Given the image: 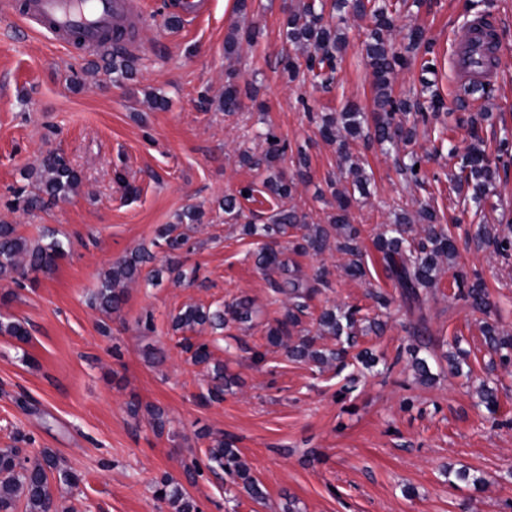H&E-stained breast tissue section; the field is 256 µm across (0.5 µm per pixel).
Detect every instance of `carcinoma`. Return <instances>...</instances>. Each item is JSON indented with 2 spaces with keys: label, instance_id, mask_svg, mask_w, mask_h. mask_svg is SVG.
Listing matches in <instances>:
<instances>
[{
  "label": "carcinoma",
  "instance_id": "carcinoma-1",
  "mask_svg": "<svg viewBox=\"0 0 512 512\" xmlns=\"http://www.w3.org/2000/svg\"><path fill=\"white\" fill-rule=\"evenodd\" d=\"M422 0H333L332 9L336 11V21H326L319 8L323 4L317 0H307L303 9L288 15L285 36L288 42L302 49L309 50L305 58L307 72L322 85L334 80L339 58L345 49V33L348 17L369 18L370 28L362 42V50L368 59L373 74L376 112L372 114L374 134L371 142L387 150L403 143L408 145L417 137V124L428 119V113H436L444 107L443 99L433 93L428 97L397 98L393 95L392 80L394 74L406 68L411 57L419 48H424L429 55L423 63L422 70L429 72L436 66L437 53L434 42L425 38L419 28H413L407 35L408 42L397 47L391 43L388 33L393 29L401 9L420 7ZM398 114L413 115L410 123L395 121ZM489 113L479 114V118L470 119L471 143L460 153L455 147L448 149V156L455 160V173L450 177L453 190L464 195L483 210L492 196V187L499 174V167H507L512 162V139L508 131H503L499 141L498 154L490 159L484 147V140L479 134L478 121H485ZM366 113L357 107H350L338 113L322 117L320 131L324 139L339 142L342 150H348L347 138H357L368 123ZM268 145L265 160L273 162L286 154L287 146L274 133L266 134ZM427 155L411 151L401 163V171L411 180L417 182L422 171L415 170V165L426 162ZM352 188L340 189L336 182L329 181L332 195L336 199V212L329 215L325 224H303L306 229L300 239L293 244L292 251L299 256H318L324 251L336 248L347 256L346 273L354 278H364L367 270L364 266L359 245L360 230L350 223L349 208L354 192L365 191L369 177L364 169L351 168ZM31 175L42 186V191L51 198L65 196L78 187V174L59 154L45 157ZM267 191L278 197L291 192L288 178L277 172L264 181ZM418 217L420 228H415L410 219L401 215L391 224H383L376 235L375 246L382 253L386 277L394 282L407 312H422L425 297L438 280L443 265L452 271L457 289L456 296L465 300L471 311L483 316L481 327L484 342L491 353L498 357V363L504 370L512 368V334L501 329L498 321L491 319L492 306L483 278L477 272H468L459 263V253L455 239L445 224L437 223V213L428 203L420 204ZM302 224V217L293 208L281 210L270 216L267 224H244L242 230L249 236H258L268 243L256 256L257 268L266 273L279 272L281 279L269 280L272 291L286 298L284 312L274 319V325L267 331V342L273 347L285 350L294 361L312 364L318 367H330L341 374L352 366L348 357L355 352V359L366 369H372L380 363V358L369 348H362L359 336L369 333L377 334L383 330V324L376 318L361 315L356 306L333 305L321 310L316 318L317 334L310 335V330L302 327L301 316L307 309V300L318 289L309 285L300 277L288 274V260L274 244L278 238L288 233V228ZM175 225L164 224L157 230V239L162 240L171 250L181 248L187 238L173 235ZM472 241L479 247L487 246L505 259L512 257V235L499 234L487 224H478L473 230ZM65 253L63 244L58 239L46 245L32 243L17 234L11 224H0V278L19 283L31 273L48 274L53 271L58 258ZM153 255L145 250L136 251L130 256L115 262L107 272L102 287L93 296L92 304L104 313L110 314L120 309L125 300L127 286L136 281L143 264L151 261ZM168 272L179 280L186 276L182 264L175 258H168L165 264L152 270L150 281L154 282L162 273ZM252 302L248 298H239L222 309L211 310L202 306H188L172 319L175 331L192 330L197 326L208 325L215 330H222L231 323L245 326L252 322ZM0 334L24 340L27 329L17 321L0 319ZM331 336L336 340V347L326 349L316 345L317 337ZM181 346L184 352L191 354L196 364L212 365L208 388V398L212 401L224 399L225 390L239 384V378L226 372L224 364L211 363V353L205 343L195 344L189 338H183ZM410 355V365L415 379L421 384L434 380L428 358L418 355L415 347L407 351H398L390 363L383 362L385 371L390 372L400 363L403 354ZM478 404L489 413L498 409L497 389L487 380L481 379L476 387ZM129 412L137 416L143 411L148 423L157 435L163 434L169 420L165 411L155 405H142L138 401L128 404ZM208 461L224 470L232 483L255 501L264 498L258 480L251 474L248 465L241 459L234 448L231 438H216L207 449ZM58 471V481L64 485H73L78 481L76 474L58 469L57 457L48 448L31 458L22 454L20 448H0V512H17L19 502H24L25 512H59L57 499L51 490L48 473ZM160 492L157 499L166 502L173 512H198L195 502L186 494L182 485L170 477H163L156 484Z\"/></svg>",
  "mask_w": 512,
  "mask_h": 512
}]
</instances>
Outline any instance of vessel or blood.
Returning <instances> with one entry per match:
<instances>
[{"mask_svg": "<svg viewBox=\"0 0 512 512\" xmlns=\"http://www.w3.org/2000/svg\"><path fill=\"white\" fill-rule=\"evenodd\" d=\"M210 4L211 0H168L169 9L188 23L208 14ZM22 19L68 48L102 50V39L109 33L115 44L133 54L142 48L139 30L147 11L144 0H26ZM496 37L497 23L490 16L473 18L462 27L454 55L460 79L488 83L498 78V68L487 63Z\"/></svg>", "mask_w": 512, "mask_h": 512, "instance_id": "1", "label": "vessel or blood"}]
</instances>
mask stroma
<instances>
[{"label": "stroma", "mask_w": 512, "mask_h": 512, "mask_svg": "<svg viewBox=\"0 0 512 512\" xmlns=\"http://www.w3.org/2000/svg\"><path fill=\"white\" fill-rule=\"evenodd\" d=\"M302 3L212 0L209 14L190 25L169 16L147 21L144 49L121 80L101 56L67 49L30 31L17 15L0 14V224L32 241L51 229L65 245L51 273L19 286L0 279V314L29 332L24 341L0 335V448L25 437L28 451L51 449L78 476L68 487L50 473L60 512H170L155 497V482L165 475L182 483L200 512H283L290 502L298 512H503L512 500V371H488L480 322L456 297L451 272L441 274L423 306L434 384L418 383L404 360L390 374H368L343 397L334 370L291 361L267 344L283 306L273 302L269 279L255 266L261 239L241 227L266 223L282 208L297 209L307 223H326L336 210L327 181L341 187L351 179L337 143L319 133L321 117L350 102L375 110L362 51L369 19L349 20L329 89L316 87L304 71L291 83L283 77L281 60L294 52L284 22ZM490 13L498 22L500 81L490 93H476L469 110L451 108L419 125L415 148L430 156L422 182L400 171L396 152L350 143L371 176L368 195L351 208L369 273L348 276L346 256L333 249L316 257L288 254L290 270L302 279L312 280L321 266L330 272V288L309 302L305 328H314L325 307L356 306L386 323L382 335L362 339L376 355L390 358L413 344L407 330L413 317L385 276L375 237L381 225L402 213L415 216L428 200L450 226L461 262L483 277L501 326L512 330V259L467 238L482 222L512 233V166L495 181L494 208L478 217L453 191L448 157L449 145L468 146L477 112L491 115L481 130L487 152L495 151L503 128L512 129V0H425L418 13L400 15L395 35L418 27L434 41L435 87L451 102L461 87L452 68L455 34ZM254 26L256 42L226 55L229 34ZM230 81L242 93L232 114L219 108ZM156 96L165 108L152 106ZM270 130L288 144L273 168L290 173L298 150L309 156L307 181L283 199L265 192L269 169L240 161L244 151L264 155ZM50 153L77 171L76 191L30 213L10 210L16 194L35 191L30 172ZM246 187L252 194L244 198ZM235 194L237 219L223 206ZM197 209L201 223L183 221ZM175 223L188 237L178 253L188 278L166 274L157 285L138 279L111 316L91 307L113 262L143 247L164 264L156 231ZM373 288L392 296L387 309L377 310ZM240 296L254 302L251 327L216 333L199 326L191 333L241 379L223 401L210 402L206 369L181 350L171 318L188 304L216 308ZM104 324L110 334L101 332ZM456 339L473 376L495 381L496 414L478 407L465 377L443 360ZM255 349L265 352L264 362L253 363ZM133 400L164 409L168 432L156 435L133 418ZM222 435L234 439L262 484L264 503L224 474L206 470L187 481L185 463L205 459L211 438ZM451 466L483 472L490 481L480 488L449 481Z\"/></svg>", "instance_id": "obj_1"}]
</instances>
